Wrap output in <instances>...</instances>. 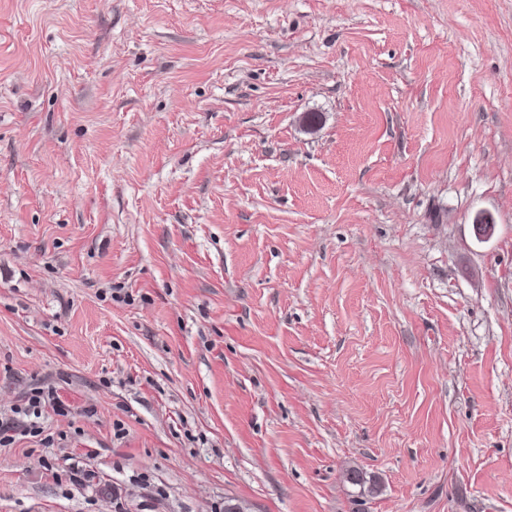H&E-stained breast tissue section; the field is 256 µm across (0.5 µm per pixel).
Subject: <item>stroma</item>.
<instances>
[{"label": "stroma", "instance_id": "35a3bbf8", "mask_svg": "<svg viewBox=\"0 0 512 512\" xmlns=\"http://www.w3.org/2000/svg\"><path fill=\"white\" fill-rule=\"evenodd\" d=\"M47 386L0 512H512V0H0V419ZM56 390L48 387L47 391L42 388L35 389L34 394L28 400V407L24 410L14 408L13 413L23 414L25 417H31L39 419L42 415V408L46 406V403L50 406H55L58 403V396H56Z\"/></svg>", "mask_w": 512, "mask_h": 512}]
</instances>
